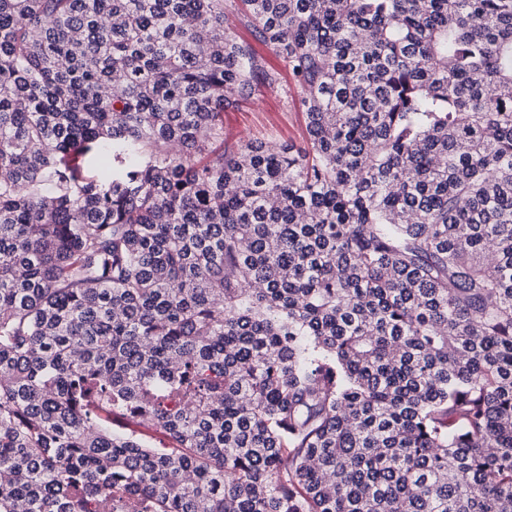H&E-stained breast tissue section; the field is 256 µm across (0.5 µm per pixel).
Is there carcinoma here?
I'll use <instances>...</instances> for the list:
<instances>
[{
    "label": "carcinoma",
    "mask_w": 512,
    "mask_h": 512,
    "mask_svg": "<svg viewBox=\"0 0 512 512\" xmlns=\"http://www.w3.org/2000/svg\"><path fill=\"white\" fill-rule=\"evenodd\" d=\"M92 502L512 512V0H0V512ZM237 35L251 43L283 80L278 85L260 86L251 99L224 110V148L237 147L249 139L300 144L305 135L304 113L288 68L270 47L255 42L244 28L237 29Z\"/></svg>",
    "instance_id": "cac0c4a2"
}]
</instances>
